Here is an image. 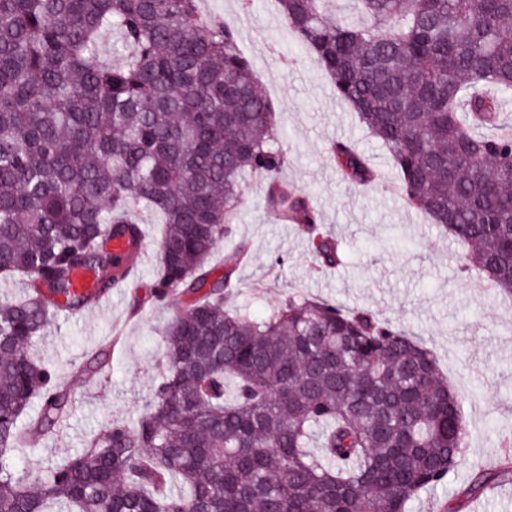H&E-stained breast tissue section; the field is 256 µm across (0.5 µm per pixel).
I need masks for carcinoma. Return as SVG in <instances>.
Instances as JSON below:
<instances>
[{
  "label": "carcinoma",
  "mask_w": 512,
  "mask_h": 512,
  "mask_svg": "<svg viewBox=\"0 0 512 512\" xmlns=\"http://www.w3.org/2000/svg\"><path fill=\"white\" fill-rule=\"evenodd\" d=\"M277 2L392 159L404 203L511 296L512 0ZM249 70L236 30L199 0H0V278L29 286L0 301V512H407L460 465L461 402L425 342L294 294L264 317L228 309L234 269L216 277L209 259L247 172L308 227L317 265L342 257L281 178L277 108ZM330 153L348 183L377 181L352 145ZM141 208L163 224L154 299H185L159 381L133 419L24 470L25 446L70 411L30 347L129 278Z\"/></svg>",
  "instance_id": "1"
}]
</instances>
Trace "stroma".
Instances as JSON below:
<instances>
[{
  "mask_svg": "<svg viewBox=\"0 0 512 512\" xmlns=\"http://www.w3.org/2000/svg\"><path fill=\"white\" fill-rule=\"evenodd\" d=\"M238 33L256 82L274 101L285 131L283 176L307 192L325 230L345 252L342 265H315L300 225L279 221L264 204L265 181L248 174L232 238L216 247L211 265L235 269L232 306L269 314L297 293L346 309L379 312L424 340L461 402L467 422L464 460L449 481L423 491L409 512H512V473L502 471L512 438V302L496 289L477 291L461 268L460 247L421 212L402 201L401 182L385 150L337 99L330 77L295 44L281 24L276 0H200ZM351 142L372 158L380 181L347 184L328 155L331 139ZM148 256L136 283L112 290L107 302L60 314L34 352L69 383L72 412L56 435L24 453L22 466L43 469L81 451L115 418H132L149 398L166 351L164 328L174 307H157L151 286L160 272L161 226L141 214ZM249 251L237 260L235 245ZM107 357L104 371L75 379L80 366ZM499 478L482 495L466 489L479 470Z\"/></svg>",
  "mask_w": 512,
  "mask_h": 512,
  "instance_id": "obj_1",
  "label": "stroma"
}]
</instances>
